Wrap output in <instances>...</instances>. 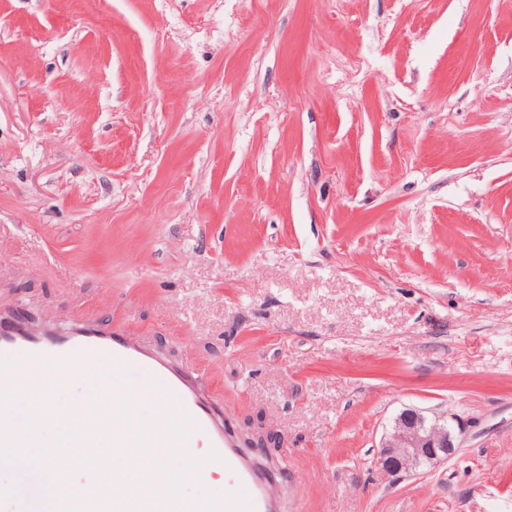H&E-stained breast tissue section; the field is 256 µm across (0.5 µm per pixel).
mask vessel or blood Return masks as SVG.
I'll list each match as a JSON object with an SVG mask.
<instances>
[{"instance_id":"b4317fda","label":"vessel or blood","mask_w":512,"mask_h":512,"mask_svg":"<svg viewBox=\"0 0 512 512\" xmlns=\"http://www.w3.org/2000/svg\"><path fill=\"white\" fill-rule=\"evenodd\" d=\"M0 356L15 359V374L26 369L49 364L76 374L87 368H99L112 373L115 366L127 369V381H139L151 376L158 385L152 393L157 398L173 396L179 405L197 422L194 437L188 445L203 441L206 448L216 450L220 461L209 463V470L223 473L226 490L244 488L254 512H279L269 486L281 477L280 472L265 464L260 452H241L224 416V405L211 395L193 372L173 365L145 342H134L125 329L104 326L81 317L67 324L36 325L20 310L0 309ZM93 475H86L84 512H125L128 496L110 489L104 499L91 503Z\"/></svg>"}]
</instances>
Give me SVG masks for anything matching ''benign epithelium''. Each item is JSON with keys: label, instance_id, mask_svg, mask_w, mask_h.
<instances>
[{"label": "benign epithelium", "instance_id": "7a95c632", "mask_svg": "<svg viewBox=\"0 0 512 512\" xmlns=\"http://www.w3.org/2000/svg\"><path fill=\"white\" fill-rule=\"evenodd\" d=\"M462 425L452 427L448 421L430 418L422 411L406 409L395 419L377 451L381 470L397 478L421 468L448 460L454 453ZM249 448H281V435L261 421H254L242 436Z\"/></svg>", "mask_w": 512, "mask_h": 512}]
</instances>
